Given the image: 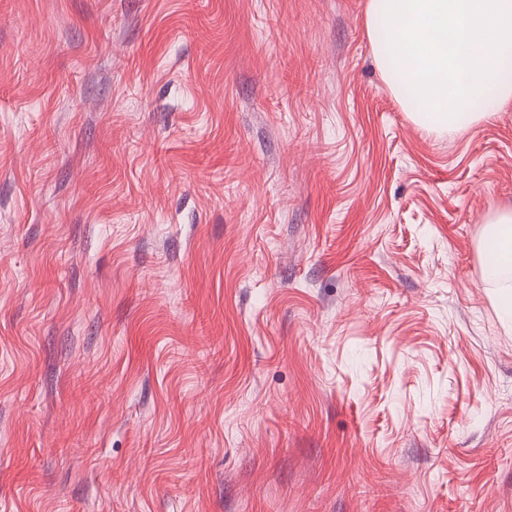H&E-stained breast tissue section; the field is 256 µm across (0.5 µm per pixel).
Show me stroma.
I'll return each mask as SVG.
<instances>
[{
  "label": "stroma",
  "mask_w": 512,
  "mask_h": 512,
  "mask_svg": "<svg viewBox=\"0 0 512 512\" xmlns=\"http://www.w3.org/2000/svg\"><path fill=\"white\" fill-rule=\"evenodd\" d=\"M367 2L0 0V512H512V107ZM487 224L490 225L481 239V250L488 256L482 268L483 279L496 288L510 289L501 295L500 302L504 313L511 316L512 207L498 210Z\"/></svg>",
  "instance_id": "1"
}]
</instances>
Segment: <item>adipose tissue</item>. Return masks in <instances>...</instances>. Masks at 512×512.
Here are the masks:
<instances>
[{
  "instance_id": "ef3b65f1",
  "label": "adipose tissue",
  "mask_w": 512,
  "mask_h": 512,
  "mask_svg": "<svg viewBox=\"0 0 512 512\" xmlns=\"http://www.w3.org/2000/svg\"><path fill=\"white\" fill-rule=\"evenodd\" d=\"M488 260L482 268L485 281L502 288L500 297L505 314H512V207L498 210L481 239Z\"/></svg>"
}]
</instances>
